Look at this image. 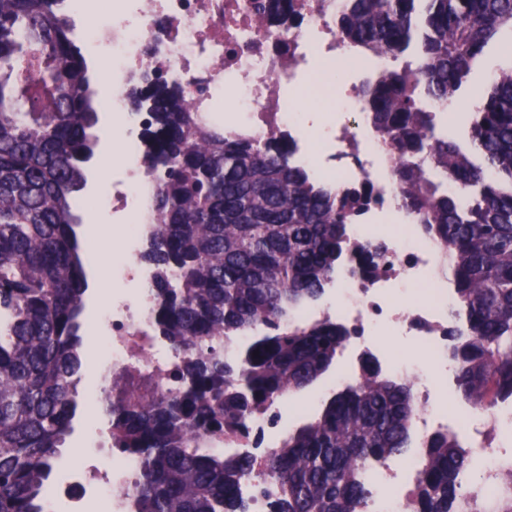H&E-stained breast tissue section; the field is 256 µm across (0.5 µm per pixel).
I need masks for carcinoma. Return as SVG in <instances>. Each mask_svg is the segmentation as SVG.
I'll return each mask as SVG.
<instances>
[{
  "label": "carcinoma",
  "instance_id": "obj_1",
  "mask_svg": "<svg viewBox=\"0 0 512 512\" xmlns=\"http://www.w3.org/2000/svg\"><path fill=\"white\" fill-rule=\"evenodd\" d=\"M69 0H0V512H45L43 494L76 416L89 246L74 227L96 136L88 58ZM343 40L413 64L362 89L401 207L450 268L466 333L448 334L455 392L483 413L512 402V66L471 113L461 145L426 102L457 100L485 47L512 31V0H348ZM157 188L141 259L155 270L152 326L175 350L177 387L112 372L113 444L141 459L136 512H237L255 459L211 451L247 419L322 376L349 340L331 319L282 327L317 300L368 197L333 192L291 161L293 144L224 132L184 91L135 83ZM263 334L230 364L214 341ZM361 378L263 463L277 512H364L366 473L412 448L410 382L365 356ZM470 454L456 432L420 443L410 512L466 509Z\"/></svg>",
  "mask_w": 512,
  "mask_h": 512
}]
</instances>
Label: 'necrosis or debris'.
Returning <instances> with one entry per match:
<instances>
[{
    "label": "necrosis or debris",
    "instance_id": "1",
    "mask_svg": "<svg viewBox=\"0 0 512 512\" xmlns=\"http://www.w3.org/2000/svg\"><path fill=\"white\" fill-rule=\"evenodd\" d=\"M270 0H74L79 19L98 18L94 31H81L85 51L104 60L106 80L112 88L108 109L116 135L115 153L123 177L112 180V206L131 213L123 240L112 251L117 277L127 281L119 300L106 312H94L93 322L102 336L87 355L100 375L135 367L153 374L159 390L172 388V372L181 365L176 352L156 336L151 323L149 284L154 272L143 264L140 253L144 202L152 196L155 179L146 163L143 132L152 117L132 105L128 91L141 78H158L179 85L193 111L204 113L212 124L246 137L275 132L295 145L293 160L312 177L339 192L373 189L372 201L350 226L352 249L336 269L329 293L290 311L286 323L302 325L327 318L343 323L351 333L350 344L366 353L377 337L401 334L416 346L414 361L382 356L380 366L391 377L413 384L417 413L413 429L417 438L434 431L437 419L447 412L443 399L429 385L432 371L448 357V331L460 328L454 317V294L447 281L435 278L440 258L435 245L410 216H401L396 234H388L384 221L398 214L396 188L389 156L366 112L361 91L390 60L377 57L365 65V48L344 43L336 29V12L343 0H294L298 28L289 30L273 23L268 32H257L255 7ZM323 65V77L313 88L315 97L345 111L348 121L336 135L314 141L296 112L291 92L306 79L314 65ZM351 72L350 80L336 84L333 68ZM399 215V214H398ZM378 249V270L362 273L356 248ZM293 396L274 402L249 422L247 453L264 460L274 446L290 411ZM462 431L468 438L480 477L469 493L491 508L502 494L498 473L512 462L505 445L512 437V402L499 405L492 414L467 416ZM111 474L102 478L98 494L111 500L113 512H132L118 488L130 486L141 466L138 456L103 443ZM414 457L398 466L382 467L368 476L373 496L368 512H408L413 490L406 481Z\"/></svg>",
    "mask_w": 512,
    "mask_h": 512
}]
</instances>
